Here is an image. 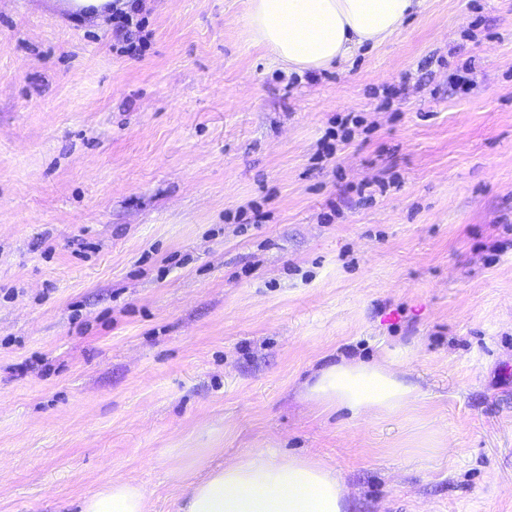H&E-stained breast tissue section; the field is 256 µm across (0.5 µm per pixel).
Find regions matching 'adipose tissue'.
Returning <instances> with one entry per match:
<instances>
[{
	"label": "adipose tissue",
	"instance_id": "1",
	"mask_svg": "<svg viewBox=\"0 0 512 512\" xmlns=\"http://www.w3.org/2000/svg\"><path fill=\"white\" fill-rule=\"evenodd\" d=\"M422 0H250L251 41L297 72L321 71L359 49L392 37ZM306 399L326 410L399 417L417 388L392 361L348 362L322 369ZM195 462L200 478L188 485L179 512H346L347 489L336 470L311 455L266 448L220 464ZM150 494L139 483L115 479L86 496L80 512H149Z\"/></svg>",
	"mask_w": 512,
	"mask_h": 512
}]
</instances>
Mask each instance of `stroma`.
I'll return each instance as SVG.
<instances>
[{"instance_id": "stroma-1", "label": "stroma", "mask_w": 512, "mask_h": 512, "mask_svg": "<svg viewBox=\"0 0 512 512\" xmlns=\"http://www.w3.org/2000/svg\"><path fill=\"white\" fill-rule=\"evenodd\" d=\"M139 5L130 56L0 0V512L117 478L176 512L183 449L269 446L351 512H512V0H426L312 74L249 0ZM385 356L406 415L305 400Z\"/></svg>"}]
</instances>
